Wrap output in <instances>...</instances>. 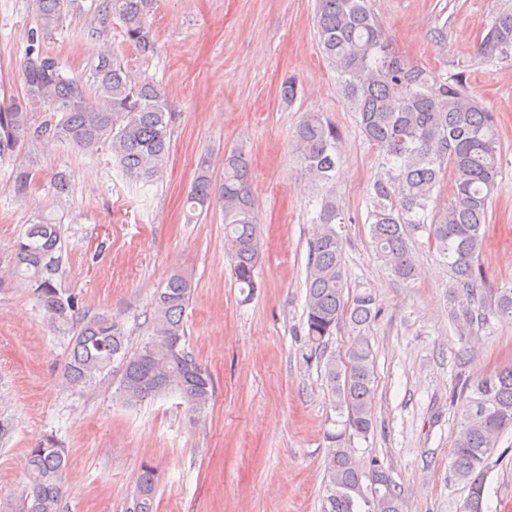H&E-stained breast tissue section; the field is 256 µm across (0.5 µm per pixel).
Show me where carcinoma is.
<instances>
[{"mask_svg": "<svg viewBox=\"0 0 512 512\" xmlns=\"http://www.w3.org/2000/svg\"><path fill=\"white\" fill-rule=\"evenodd\" d=\"M40 29L28 35L22 63L24 92L0 104V161L11 159L31 139L66 142L84 153L103 146L131 180L163 174L170 149V111L161 84L132 78L105 49L90 79L69 77L42 49L44 35L79 9V0H34ZM156 0H100V35L120 21L126 40L144 57L157 52L149 18ZM318 47L336 71L346 107L354 112L364 140L378 152L380 173L369 192L370 237L378 258L399 282L414 276L411 237L428 235L451 272L449 317L460 336H476L491 319L512 320V286L492 287L479 264L494 195L503 176L496 116L467 90L462 73L436 79L403 55L386 35L371 0H315ZM512 49V9H498L480 44L485 64ZM48 112L31 122L36 110ZM341 133L320 112H309L298 126L294 151L310 179L328 185L340 162ZM448 203L436 208L443 179ZM33 172L17 164L13 191L25 197ZM218 197L224 215V248L241 291L253 292L259 259L257 216L249 183V164L239 152L224 156V180L212 181L203 158L186 198L191 214L206 211ZM344 216L328 196L313 218L306 278V345L323 366L327 390L338 417L327 435L324 459L326 496L322 512H404L397 485L381 465H366L352 441L366 439L375 426V356L366 329L376 318V301L367 291L349 292L343 239L336 231ZM64 236L46 217L30 224L14 245L13 273L33 288L49 324L76 331L64 367L74 388L89 387L122 357L118 394L128 407L177 390L195 412L213 395L211 375L188 351L185 322L192 283L172 275L158 290L151 337L136 352L126 351L124 328L105 315L80 311L75 296L57 284ZM352 340L344 354L327 351L341 324ZM465 400L452 450V474L468 485L463 512H485L484 464L502 434L512 429V365L475 381L464 380ZM68 451L52 437L31 448L18 512H64ZM158 479L141 466L130 512H156Z\"/></svg>", "mask_w": 512, "mask_h": 512, "instance_id": "cac0c4a2", "label": "carcinoma"}]
</instances>
